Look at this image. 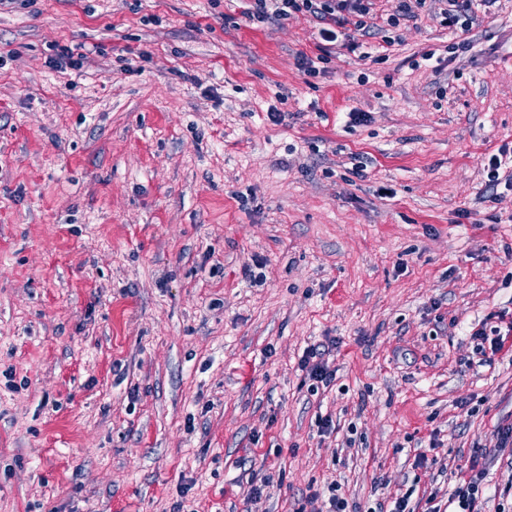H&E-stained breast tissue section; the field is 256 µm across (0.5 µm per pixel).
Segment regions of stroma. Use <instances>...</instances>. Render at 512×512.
<instances>
[{
  "mask_svg": "<svg viewBox=\"0 0 512 512\" xmlns=\"http://www.w3.org/2000/svg\"><path fill=\"white\" fill-rule=\"evenodd\" d=\"M248 6L0 5V512H301L333 483L367 512L500 475L512 0H476L464 52L428 0L323 61L312 16ZM329 354V348L326 350L313 346L306 348L299 360L300 370L305 371L309 379L320 383L322 387H329L334 379L333 371L329 370L328 360L325 359Z\"/></svg>",
  "mask_w": 512,
  "mask_h": 512,
  "instance_id": "1",
  "label": "stroma"
}]
</instances>
